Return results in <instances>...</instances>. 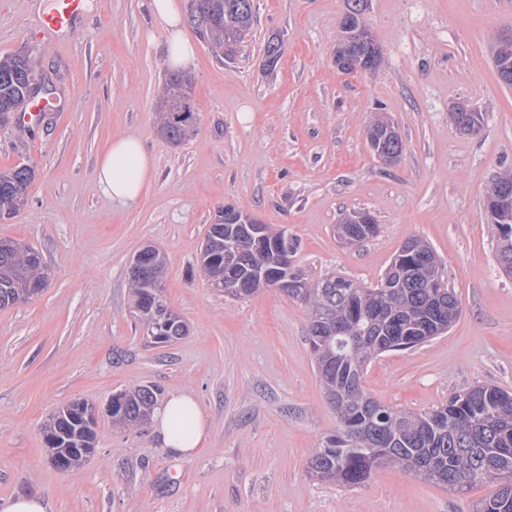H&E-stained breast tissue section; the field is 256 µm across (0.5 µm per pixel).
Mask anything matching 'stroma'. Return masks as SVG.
<instances>
[{
  "mask_svg": "<svg viewBox=\"0 0 512 512\" xmlns=\"http://www.w3.org/2000/svg\"><path fill=\"white\" fill-rule=\"evenodd\" d=\"M148 0H100L75 33L35 35L51 0H0V55L34 49L49 110L0 128V168L26 164L28 200L0 219V239L32 245L49 275L31 300L0 309V499L40 495L46 512H468L495 488L454 493L400 469L345 488L314 479L312 448L335 431L308 341L306 307L265 288L233 301L197 265L224 206L300 241L292 262L314 280L343 275L375 287L411 238L427 241L460 302L448 332L370 361L364 385L395 410L424 413L487 384L512 392V274L496 259L485 197L512 170V89L493 64L512 34V0H369L382 49L370 73L345 74L336 43L345 0H257V22L234 60L220 61L193 27L196 126L181 145L157 131L169 66ZM282 41L276 68L264 49ZM482 112L461 133L453 106ZM392 122L394 164L366 127ZM155 160L149 187L119 207L94 167L115 137ZM378 224L364 242L334 234L342 214ZM165 256L164 294L188 332L148 345L130 313L129 262ZM135 385L193 394L207 421L196 456H174L153 429L113 427L107 401ZM75 400L99 408L98 443L67 471L42 429Z\"/></svg>",
  "mask_w": 512,
  "mask_h": 512,
  "instance_id": "1",
  "label": "stroma"
}]
</instances>
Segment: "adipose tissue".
<instances>
[{
    "mask_svg": "<svg viewBox=\"0 0 512 512\" xmlns=\"http://www.w3.org/2000/svg\"><path fill=\"white\" fill-rule=\"evenodd\" d=\"M149 10L166 33L167 63L188 68L194 59V49L184 36L177 0H149ZM153 168L154 159L139 139L119 136L98 159L95 178L105 195L123 205L140 195ZM153 427L164 447L174 455L189 457L202 445L207 423L195 398L189 393L178 392L172 394L155 414Z\"/></svg>",
    "mask_w": 512,
    "mask_h": 512,
    "instance_id": "adipose-tissue-1",
    "label": "adipose tissue"
}]
</instances>
